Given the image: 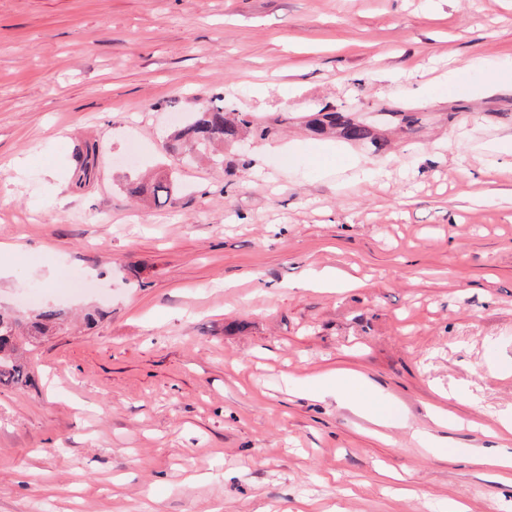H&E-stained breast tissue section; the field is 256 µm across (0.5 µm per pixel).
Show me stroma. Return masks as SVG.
<instances>
[{
	"instance_id": "1",
	"label": "stroma",
	"mask_w": 512,
	"mask_h": 512,
	"mask_svg": "<svg viewBox=\"0 0 512 512\" xmlns=\"http://www.w3.org/2000/svg\"><path fill=\"white\" fill-rule=\"evenodd\" d=\"M491 69L512 77V0H0V309L67 316L0 386V512H512L469 462L512 452L486 433L512 416ZM219 97L279 132L167 151ZM319 109L423 130L378 152L311 137ZM146 173L164 204L126 193ZM74 151L78 164L77 182H79V185L83 182L85 184L90 180L93 172L96 156V144L84 141L83 143L78 144Z\"/></svg>"
}]
</instances>
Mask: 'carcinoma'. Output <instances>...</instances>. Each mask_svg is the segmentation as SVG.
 <instances>
[{"label": "carcinoma", "mask_w": 512, "mask_h": 512, "mask_svg": "<svg viewBox=\"0 0 512 512\" xmlns=\"http://www.w3.org/2000/svg\"><path fill=\"white\" fill-rule=\"evenodd\" d=\"M382 124L368 125L350 112L320 110L308 116L306 126L313 136L335 134L346 142L369 143L381 151L388 140L381 134V125L397 122L406 134L418 132L421 118L417 112H384ZM272 126L256 123L247 112H229L224 100L195 113L194 117L178 128L169 139V147L179 149L183 144L206 148L211 145L236 144L250 132L261 136L269 134ZM96 156V144L85 141L75 147L78 171L77 182L90 180ZM168 179L153 182L135 181L127 186L129 196L143 203L158 204L170 195ZM62 313L54 307H44L29 320L0 311V385L23 386L30 378V366L24 361V347L38 342V337L51 335L61 320Z\"/></svg>", "instance_id": "cac0c4a2"}]
</instances>
